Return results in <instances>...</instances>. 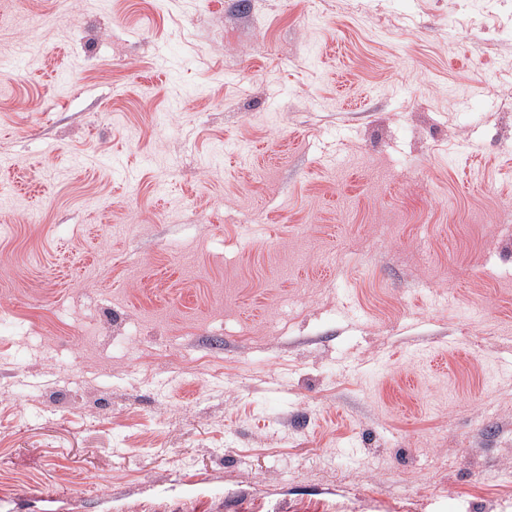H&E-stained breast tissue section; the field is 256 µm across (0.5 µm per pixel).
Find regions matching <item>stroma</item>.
<instances>
[{
    "label": "stroma",
    "mask_w": 512,
    "mask_h": 512,
    "mask_svg": "<svg viewBox=\"0 0 512 512\" xmlns=\"http://www.w3.org/2000/svg\"><path fill=\"white\" fill-rule=\"evenodd\" d=\"M0 512H512V0H0Z\"/></svg>",
    "instance_id": "1"
}]
</instances>
